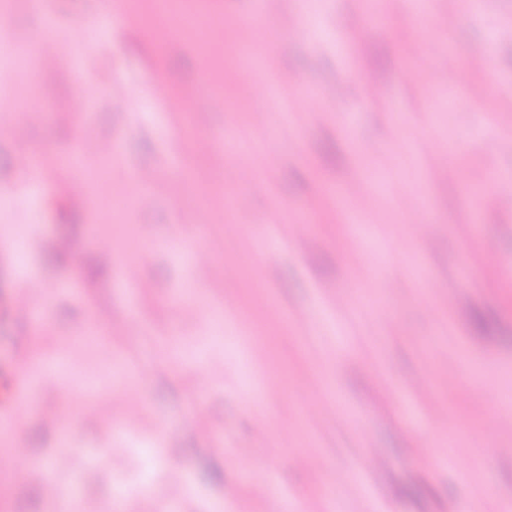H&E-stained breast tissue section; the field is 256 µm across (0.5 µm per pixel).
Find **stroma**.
Instances as JSON below:
<instances>
[{
  "mask_svg": "<svg viewBox=\"0 0 512 512\" xmlns=\"http://www.w3.org/2000/svg\"><path fill=\"white\" fill-rule=\"evenodd\" d=\"M7 2L0 292L23 264L48 293L40 326L0 311V390L26 393L0 512H52L22 475L51 463L76 512H512V0H431L425 23L410 0L374 22L360 0H272L242 32L257 0H209L228 34L204 52L157 42L148 0L102 29L106 0ZM58 43L69 60L44 63ZM29 154L51 165L36 192Z\"/></svg>",
  "mask_w": 512,
  "mask_h": 512,
  "instance_id": "1",
  "label": "stroma"
}]
</instances>
